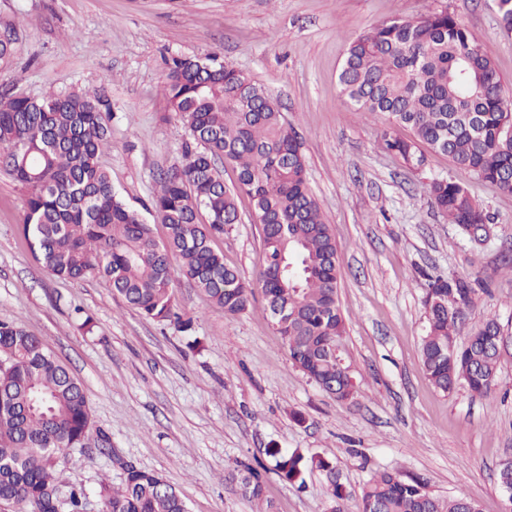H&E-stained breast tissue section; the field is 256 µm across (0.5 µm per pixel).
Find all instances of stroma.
<instances>
[{
    "instance_id": "stroma-1",
    "label": "stroma",
    "mask_w": 512,
    "mask_h": 512,
    "mask_svg": "<svg viewBox=\"0 0 512 512\" xmlns=\"http://www.w3.org/2000/svg\"><path fill=\"white\" fill-rule=\"evenodd\" d=\"M448 11L481 40L512 93V36L495 0H0V33L17 51L0 66V96L88 90L112 112V146L101 158L137 210L149 207L160 171L180 164L185 118L161 94L174 55L214 57L265 86L296 132L308 187L336 238L342 351L359 385L341 404L288 359L263 297L225 315L196 289L174 288L191 331L145 317L101 277L58 279L36 261L22 230L25 189L0 170V321L22 325L83 384L92 436L59 456L66 482L89 495L120 485L125 464L173 484L188 512H252L231 474L260 472L274 512H331L333 483L345 512H359L375 473L425 479L437 496L464 494L480 512H505L500 487L512 459V195L447 156L426 151L411 168L378 146L384 121L354 111L338 76L348 45L394 17ZM464 183L489 212L491 239H464L434 207L432 180ZM241 223L213 247L249 283L264 266L262 227L247 197ZM474 280L477 300L457 337L493 319L507 343L497 386L444 394L423 371L424 300L433 277ZM109 447H99L98 435ZM328 460L303 484L282 480L267 451Z\"/></svg>"
}]
</instances>
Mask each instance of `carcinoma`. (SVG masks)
<instances>
[{
	"instance_id": "cac0c4a2",
	"label": "carcinoma",
	"mask_w": 512,
	"mask_h": 512,
	"mask_svg": "<svg viewBox=\"0 0 512 512\" xmlns=\"http://www.w3.org/2000/svg\"><path fill=\"white\" fill-rule=\"evenodd\" d=\"M499 25L512 34V0H496ZM339 83L355 111L384 115L380 147L410 167H420V145L446 155L500 191L512 194V111L481 43L448 11L416 19L394 17L350 43ZM161 93L173 112L187 116L190 141L183 162L159 174L151 209L166 225L158 242L152 225L112 186L101 156L109 148L110 108L93 92L24 95L0 99V167L28 190L22 230L39 263L62 280L107 279L129 306L157 321H174L175 278L203 292L228 316L246 311L253 285L224 263L213 237L240 222L236 198L246 195L261 216L265 267L260 274L266 307L285 341L292 364L341 404L358 384L341 349L345 323L338 301L336 239L307 185L305 159L294 132L265 88L215 58L174 56L167 61ZM412 131L404 138L399 129ZM235 166L229 188L217 166ZM435 208L467 235L490 216L455 180L428 185ZM283 250L293 266V287L281 288L272 272ZM477 290L462 277L437 278L424 301L427 331L423 367L442 393L465 385L476 396L498 383L500 355L482 338L501 331L493 320L472 334L475 341L452 353L465 311ZM91 415L83 386L41 338L12 322H0V501L16 512H84L87 498L72 486L61 499L57 458L77 447ZM274 470L303 484L322 458L298 451H268ZM240 484L257 512L263 506L260 475L251 468ZM108 512H187L180 494L157 473L125 465L121 486L101 487ZM463 495L432 494L423 479L382 471L363 488L360 512H469Z\"/></svg>"
}]
</instances>
